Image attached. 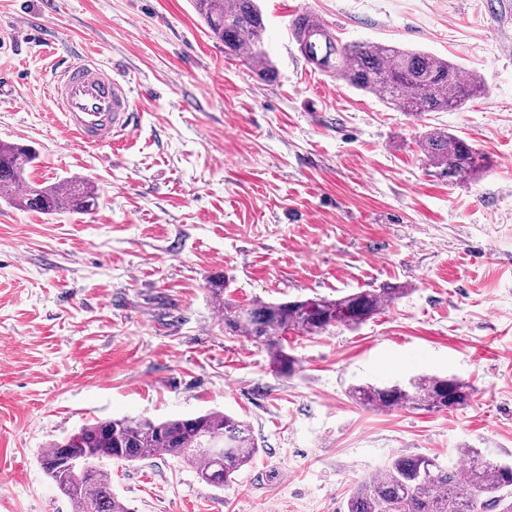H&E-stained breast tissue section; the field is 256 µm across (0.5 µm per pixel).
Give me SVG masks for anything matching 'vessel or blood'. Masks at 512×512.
<instances>
[{"label": "vessel or blood", "instance_id": "1", "mask_svg": "<svg viewBox=\"0 0 512 512\" xmlns=\"http://www.w3.org/2000/svg\"><path fill=\"white\" fill-rule=\"evenodd\" d=\"M49 101L85 145L108 146L134 130L129 89L93 59L66 63L51 85Z\"/></svg>", "mask_w": 512, "mask_h": 512}]
</instances>
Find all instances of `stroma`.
I'll return each mask as SVG.
<instances>
[{"label":"stroma","mask_w":512,"mask_h":512,"mask_svg":"<svg viewBox=\"0 0 512 512\" xmlns=\"http://www.w3.org/2000/svg\"><path fill=\"white\" fill-rule=\"evenodd\" d=\"M0 0V141L32 146L30 183L84 176L87 215L0 201V512H71L48 446L98 419L211 410L249 424L259 454L215 489L167 455L112 464L131 512H345L392 456L512 461V19L493 0H259L277 75L228 58L192 0ZM312 13L345 43L425 50L479 73L481 96L413 117L314 69L293 37ZM92 56L132 90L136 127L101 148L45 107L57 58ZM482 151L478 176L429 165L430 130ZM226 302L407 295L357 328L288 334L293 376L224 328ZM418 374L473 386L454 411L369 410L364 382Z\"/></svg>","instance_id":"stroma-1"}]
</instances>
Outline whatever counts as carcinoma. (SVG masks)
<instances>
[{
  "label": "carcinoma",
  "mask_w": 512,
  "mask_h": 512,
  "mask_svg": "<svg viewBox=\"0 0 512 512\" xmlns=\"http://www.w3.org/2000/svg\"><path fill=\"white\" fill-rule=\"evenodd\" d=\"M195 9L212 38L224 44V54L246 56L263 81L276 72L263 48L265 22L257 0H194ZM293 34L307 61L336 79L387 103H397L412 115L446 112L483 92L480 77L463 76L453 61L400 45L374 42L342 43L329 30L320 32L315 48L308 15L293 20ZM428 162L448 175V181L471 177L487 167L485 156L461 137L433 130L421 141ZM27 145L0 142V187L23 186L13 194L0 191V200L45 215L84 214L97 206L98 195L86 178H71L38 187L27 181L37 161ZM403 284H386L338 298L314 296L283 302L256 300L245 308L222 303L224 328L263 348L283 376H292L297 358L288 352L286 336L320 335L335 326L356 328L382 313L407 294ZM349 397L365 408L443 412L448 400L454 409L469 405L472 387L455 377L416 375L407 383L354 385ZM82 453L92 448L114 450V459L141 462L157 454L186 460L208 486L224 488L252 464L259 448L249 426L220 411L162 421L112 418L82 426L51 444L41 468L73 506V512H129L112 492V473L102 467L92 476L70 471L58 463L60 449ZM459 468L426 454L394 456L375 475L355 484L346 512H512V490L503 463L472 445L458 448Z\"/></svg>",
  "instance_id": "obj_1"
}]
</instances>
